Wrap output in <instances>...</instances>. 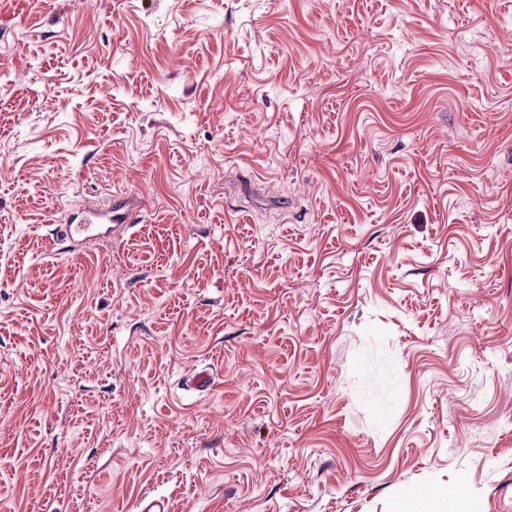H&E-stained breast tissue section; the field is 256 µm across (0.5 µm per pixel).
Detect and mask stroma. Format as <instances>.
<instances>
[{"label":"stroma","instance_id":"obj_1","mask_svg":"<svg viewBox=\"0 0 512 512\" xmlns=\"http://www.w3.org/2000/svg\"><path fill=\"white\" fill-rule=\"evenodd\" d=\"M422 486L512 512V0H0V512Z\"/></svg>","mask_w":512,"mask_h":512}]
</instances>
